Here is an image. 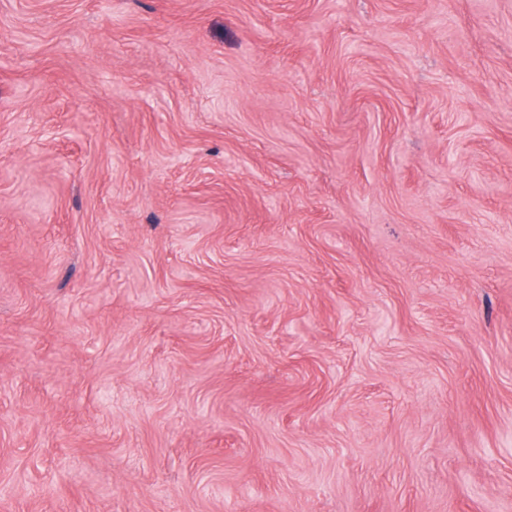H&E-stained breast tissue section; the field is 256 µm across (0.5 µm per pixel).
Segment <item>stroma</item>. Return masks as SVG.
Wrapping results in <instances>:
<instances>
[{
    "label": "stroma",
    "instance_id": "stroma-1",
    "mask_svg": "<svg viewBox=\"0 0 512 512\" xmlns=\"http://www.w3.org/2000/svg\"><path fill=\"white\" fill-rule=\"evenodd\" d=\"M0 512H512V0H0Z\"/></svg>",
    "mask_w": 512,
    "mask_h": 512
}]
</instances>
